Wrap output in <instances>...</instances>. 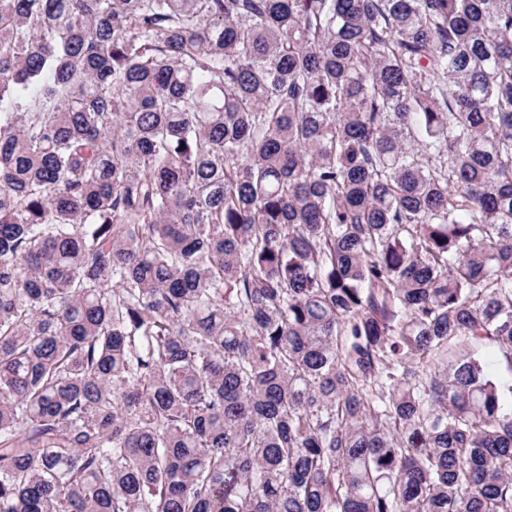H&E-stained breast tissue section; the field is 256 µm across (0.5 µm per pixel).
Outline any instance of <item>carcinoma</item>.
<instances>
[{"label":"carcinoma","instance_id":"carcinoma-1","mask_svg":"<svg viewBox=\"0 0 512 512\" xmlns=\"http://www.w3.org/2000/svg\"><path fill=\"white\" fill-rule=\"evenodd\" d=\"M512 0H0V512H512Z\"/></svg>","mask_w":512,"mask_h":512}]
</instances>
